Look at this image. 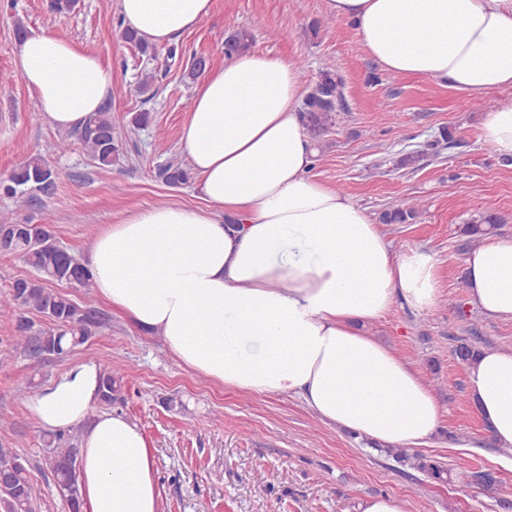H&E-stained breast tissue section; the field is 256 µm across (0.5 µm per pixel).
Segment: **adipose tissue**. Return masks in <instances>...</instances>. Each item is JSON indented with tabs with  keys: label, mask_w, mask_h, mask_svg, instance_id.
<instances>
[{
	"label": "adipose tissue",
	"mask_w": 512,
	"mask_h": 512,
	"mask_svg": "<svg viewBox=\"0 0 512 512\" xmlns=\"http://www.w3.org/2000/svg\"><path fill=\"white\" fill-rule=\"evenodd\" d=\"M396 75H420L470 97L512 87V0H323ZM126 27L153 44L210 16L213 0H120ZM21 78L51 124L79 129L112 79L67 39L28 33ZM305 90L286 60L244 52L206 72L180 143L204 209L158 204L107 225L85 260L99 296L160 334L196 373L244 393L300 395L326 424L381 446L435 433L441 412L421 376L369 335L395 302L432 308L433 256L390 251L378 224L310 176ZM483 138L512 156V98L484 112ZM469 304L512 320V238L488 235L465 258ZM470 397L512 470V348L469 364ZM100 367L72 365L28 408L42 426L81 430L83 512H162L155 460L119 411L92 413Z\"/></svg>",
	"instance_id": "ef3b65f1"
}]
</instances>
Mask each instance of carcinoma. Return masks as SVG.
I'll return each mask as SVG.
<instances>
[{"label":"carcinoma","instance_id":"carcinoma-1","mask_svg":"<svg viewBox=\"0 0 512 512\" xmlns=\"http://www.w3.org/2000/svg\"><path fill=\"white\" fill-rule=\"evenodd\" d=\"M250 45L251 36L245 31L237 32L225 41L224 52L230 56L246 51ZM340 98L341 81L336 77V70L327 65L304 102L302 119L310 135L316 137L335 125ZM149 121V112H137L126 127L103 110L92 114L76 136L88 156L99 167L108 169L119 159L126 135L147 126ZM68 150L66 141H53L45 145L44 152L26 156L19 167L0 178V196L29 199L36 192L48 194L57 177L48 157L62 156ZM156 177L167 185L179 186L188 182L189 173L180 162L171 160L157 168ZM417 211L416 205L409 208L397 205L384 210L380 221L405 224L416 217ZM498 224L496 216L480 215L462 225L460 235L465 247L476 246ZM0 253L20 254L32 271L31 277L15 279L7 290L0 292V310L21 314L37 312L51 321V327L33 333L27 320H19L13 336L15 346L36 355H61L95 334V329L101 325L96 310L84 308L52 288L54 284H68L89 292L94 282L89 269L57 243L51 225L21 223L11 213L1 211ZM100 368L98 403L112 406L122 402L124 374L120 360L108 358ZM78 458V444L71 436L58 433L46 440V464L69 512H80L82 505ZM0 512H40L28 470L19 456L3 450H0Z\"/></svg>","mask_w":512,"mask_h":512}]
</instances>
